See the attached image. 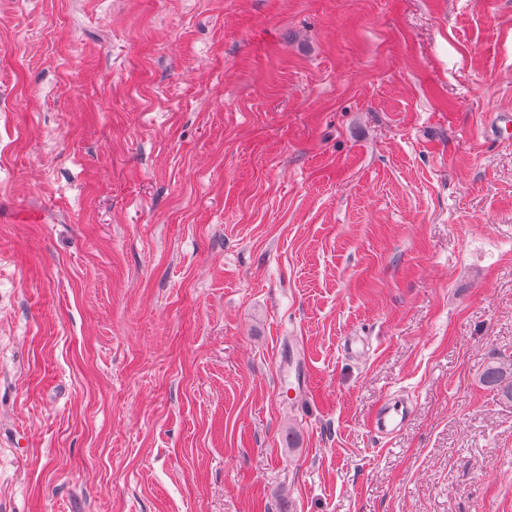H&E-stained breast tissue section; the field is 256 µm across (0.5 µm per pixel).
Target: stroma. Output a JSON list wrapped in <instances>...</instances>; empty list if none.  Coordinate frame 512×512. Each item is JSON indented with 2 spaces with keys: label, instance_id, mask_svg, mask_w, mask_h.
Returning a JSON list of instances; mask_svg holds the SVG:
<instances>
[{
  "label": "stroma",
  "instance_id": "1",
  "mask_svg": "<svg viewBox=\"0 0 512 512\" xmlns=\"http://www.w3.org/2000/svg\"><path fill=\"white\" fill-rule=\"evenodd\" d=\"M511 117L512 0H0V512H512ZM479 382L499 400L512 403V357L495 358L489 362L480 375ZM405 413L404 406L386 407L384 403L377 411L374 419L373 430L382 435H390L396 431Z\"/></svg>",
  "mask_w": 512,
  "mask_h": 512
}]
</instances>
